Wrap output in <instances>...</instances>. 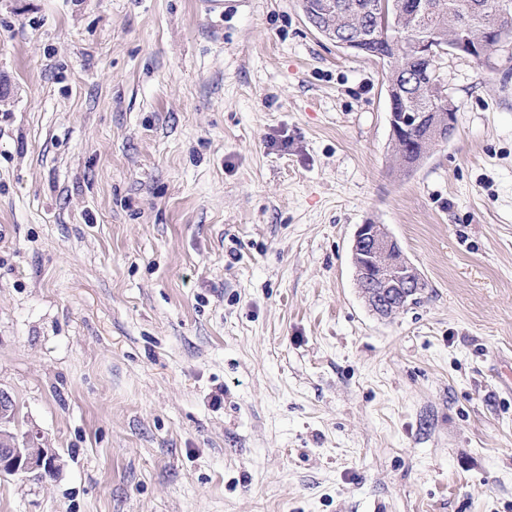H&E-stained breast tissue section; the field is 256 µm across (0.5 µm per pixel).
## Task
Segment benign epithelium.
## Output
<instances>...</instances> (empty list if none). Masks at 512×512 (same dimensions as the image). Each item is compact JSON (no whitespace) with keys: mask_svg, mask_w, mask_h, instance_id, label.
<instances>
[{"mask_svg":"<svg viewBox=\"0 0 512 512\" xmlns=\"http://www.w3.org/2000/svg\"><path fill=\"white\" fill-rule=\"evenodd\" d=\"M369 10L379 16L383 24L389 26L399 46L416 58L438 59L448 52L483 58L488 53L492 31L487 28L480 27L473 34L455 35L445 41L436 29L416 27L414 22L425 12L424 5L419 2L406 7L400 0H376ZM324 35L344 51L358 50L360 38L355 35L345 34L334 28L324 31ZM418 83L430 91L435 88L440 91L444 89L442 82L435 79L432 71L417 69L389 82L388 99L401 96L406 86ZM456 122V113L452 111L436 113L434 122L425 132V139L434 143L448 141L455 133ZM400 123L418 126L421 119L418 113L403 110L401 121L398 122L395 111H390V133L394 142L397 141ZM351 257L361 296L381 318H390L401 311L410 294L421 285L420 272L405 257L398 240L383 224L359 225L354 234ZM14 416L12 397L0 390V474L31 472L55 463V453L40 446L36 437L30 436L24 445H19L15 434L9 431Z\"/></svg>","mask_w":512,"mask_h":512,"instance_id":"1","label":"benign epithelium"}]
</instances>
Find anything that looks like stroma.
I'll list each match as a JSON object with an SVG mask.
<instances>
[{"instance_id": "obj_1", "label": "stroma", "mask_w": 512, "mask_h": 512, "mask_svg": "<svg viewBox=\"0 0 512 512\" xmlns=\"http://www.w3.org/2000/svg\"><path fill=\"white\" fill-rule=\"evenodd\" d=\"M301 0H0V512H512V50L410 176ZM383 224L427 286L378 317ZM351 257L361 296L380 318H391L401 311L413 292L417 293L412 301L417 303V295L427 286L425 281L421 283L420 272L383 224L359 225ZM14 402L5 391L0 390V474H32L35 478H43V474L53 471L31 472L37 468L55 465L56 455L49 448H42L37 437L29 436L23 446H20L17 437L9 431V425L14 422Z\"/></svg>"}]
</instances>
